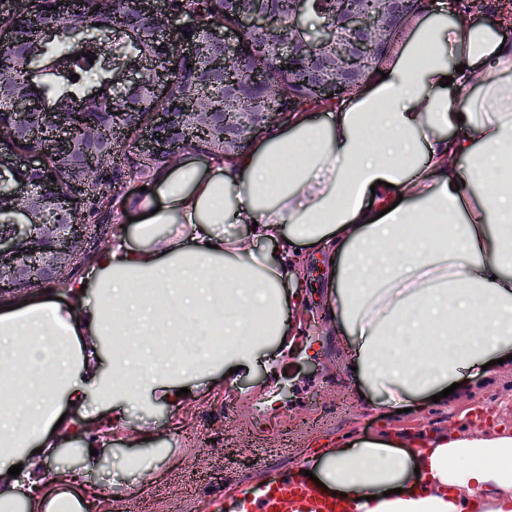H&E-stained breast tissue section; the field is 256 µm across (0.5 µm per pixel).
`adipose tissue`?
Here are the masks:
<instances>
[{"mask_svg": "<svg viewBox=\"0 0 512 512\" xmlns=\"http://www.w3.org/2000/svg\"><path fill=\"white\" fill-rule=\"evenodd\" d=\"M453 8L432 0L387 78L324 117L299 113L229 163L157 172L119 204L142 212L138 226L63 284V300L0 312V512H80L73 493L47 490L49 460L109 462L108 435L139 400L177 406L200 379L231 388L259 364L277 373L294 345L298 249L330 261L347 365L389 412L512 354V22L452 21ZM250 238L282 244L283 258ZM90 409L96 437L77 418ZM405 445L344 439L291 478H318L343 512H467L481 493L486 512H512V436Z\"/></svg>", "mask_w": 512, "mask_h": 512, "instance_id": "adipose-tissue-1", "label": "adipose tissue"}]
</instances>
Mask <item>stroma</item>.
<instances>
[{"instance_id":"35a3bbf8","label":"stroma","mask_w":512,"mask_h":512,"mask_svg":"<svg viewBox=\"0 0 512 512\" xmlns=\"http://www.w3.org/2000/svg\"><path fill=\"white\" fill-rule=\"evenodd\" d=\"M143 134L135 129L116 147L120 197H136L144 184L135 168ZM302 289L294 331L315 341L317 353L284 360L279 385L287 398L277 408L266 406V373L259 367L230 390L220 376L193 385L178 406L134 405L128 429L113 439L111 471L81 470L69 480L89 512H120L124 503L133 512H208L211 495L292 470L339 438L512 435L511 360L489 366L447 400L426 398L410 413L386 414L357 394L344 343L327 321V265L309 263Z\"/></svg>"}]
</instances>
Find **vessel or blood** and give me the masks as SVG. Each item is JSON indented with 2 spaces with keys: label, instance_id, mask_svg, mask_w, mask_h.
<instances>
[{
  "label": "vessel or blood",
  "instance_id": "obj_1",
  "mask_svg": "<svg viewBox=\"0 0 512 512\" xmlns=\"http://www.w3.org/2000/svg\"><path fill=\"white\" fill-rule=\"evenodd\" d=\"M234 512H336V505L305 485H293L287 473L274 472L248 489L224 492Z\"/></svg>",
  "mask_w": 512,
  "mask_h": 512
}]
</instances>
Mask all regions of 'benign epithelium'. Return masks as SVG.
Here are the masks:
<instances>
[{
	"label": "benign epithelium",
	"mask_w": 512,
	"mask_h": 512,
	"mask_svg": "<svg viewBox=\"0 0 512 512\" xmlns=\"http://www.w3.org/2000/svg\"><path fill=\"white\" fill-rule=\"evenodd\" d=\"M19 2L21 6L0 34V98L8 101L9 111L27 119L19 125L0 114V164L15 173L7 187L11 231L0 233V293L22 291L49 280L64 281L66 268L86 263L82 243L93 228L87 219L88 205L100 203L102 187L113 181L112 144L130 130L128 111L139 108L126 97L129 89L145 86L153 97L169 99L175 108L153 114L139 146L140 153L155 158L172 160L195 142L222 151L225 126H234L244 138L287 115L266 75L244 71L245 59L254 53L247 35L271 27L264 0H252L250 8L238 13L232 23L224 21L220 0H209L213 8L206 29L220 45L208 51L195 38L193 16L175 7L172 0H127L124 15L113 13L112 0ZM376 2L374 11L353 10L336 17V24L321 37L305 38L301 52L314 62L326 61L323 49L328 43L347 61L381 53L383 46L360 39L383 12L392 10L394 0ZM308 5L309 0H295L289 16L291 29L311 32ZM36 12L41 23L27 34V22ZM118 27L135 40L148 38L155 52L113 60L120 77L111 83V104L104 106L94 96L75 98L61 108L41 94L32 95L39 72L36 60L58 33L73 35V53L100 59L112 54V29ZM294 56V43L284 40L276 46L279 66L287 67ZM342 60L336 61L338 78L312 87V99L303 105L330 104L348 93L346 80L339 77ZM187 72L192 74V84L179 91L178 76ZM226 92L240 97L260 92L265 106L259 112H227ZM25 139L31 143L27 153L36 161L20 166L13 155Z\"/></svg>",
	"instance_id": "7a95c632"
}]
</instances>
